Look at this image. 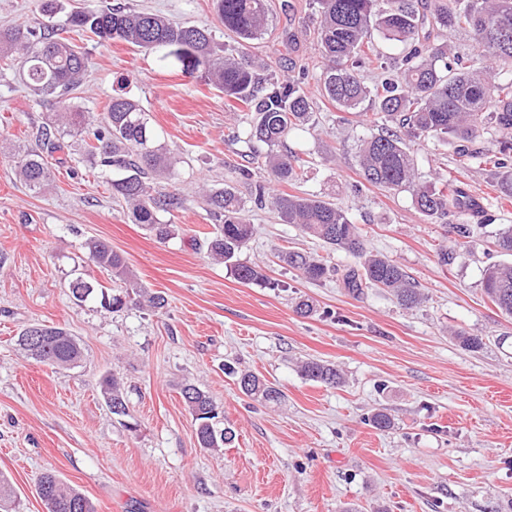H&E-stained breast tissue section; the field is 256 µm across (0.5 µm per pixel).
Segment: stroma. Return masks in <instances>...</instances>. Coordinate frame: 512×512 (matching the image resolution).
<instances>
[{"label":"stroma","mask_w":512,"mask_h":512,"mask_svg":"<svg viewBox=\"0 0 512 512\" xmlns=\"http://www.w3.org/2000/svg\"><path fill=\"white\" fill-rule=\"evenodd\" d=\"M120 2L208 27L217 46L228 42L212 0ZM269 4V31L251 58L278 78L300 79L315 106L311 126L287 141L309 162L291 192L331 196L369 251L401 265L424 299L406 310L381 290L353 295L334 278L306 281L280 251L304 250L341 269L359 261L269 209L250 210L255 233L239 255L268 282L240 283L209 255L213 221L203 196L227 185L250 195L237 174L248 150L237 139L244 108L126 44L84 40L92 66L79 104L97 115L115 95L138 100L180 158L162 186L186 204L170 217L176 237L161 242L130 221L88 163L54 167L50 187L36 194L0 155V475L16 491V512H45L37 485L49 471L95 512H512V317L482 286L488 265L512 261L494 245L495 233L512 225V199L499 191L505 171L459 168L449 141L412 144L422 180L448 175L489 201L458 256L451 224L425 221L410 193L362 185L357 145L372 128L360 113L339 121L320 95L312 0ZM287 32L295 36L289 46ZM53 109L17 68L0 69V133L10 134L13 150L35 148L33 134ZM91 238L109 242L167 307L113 313L95 297L73 301L75 278L112 284L85 247ZM443 249L453 261L441 262ZM301 299L313 301L311 316L295 313ZM34 324L68 329L81 363L54 368L28 357L17 339ZM461 329L482 337L483 348H461L452 338ZM309 358L336 364L343 385L304 379ZM228 364L276 384L285 402L252 401L225 373ZM108 374L122 385L128 416L108 407ZM187 380L217 403L220 427L234 435L224 448H199L180 394ZM376 408L393 428L368 425Z\"/></svg>","instance_id":"stroma-1"}]
</instances>
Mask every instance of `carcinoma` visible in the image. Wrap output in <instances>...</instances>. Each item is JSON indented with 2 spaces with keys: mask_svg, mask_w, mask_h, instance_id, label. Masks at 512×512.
<instances>
[{
  "mask_svg": "<svg viewBox=\"0 0 512 512\" xmlns=\"http://www.w3.org/2000/svg\"><path fill=\"white\" fill-rule=\"evenodd\" d=\"M48 23L31 28L17 24L0 29V63L20 64L23 81L34 95L51 98L54 111L37 128V148L17 156L16 173L29 190L40 192L49 185L48 159L64 165L72 160L68 138L87 136L85 155L94 167L110 172L112 197L122 200L134 224H140L157 239L174 236L173 225L162 215L184 206L183 196L160 191L154 182L171 177L177 157L160 142L140 104L116 96L102 116L74 102L91 61L69 33L88 34L99 42L121 41L156 55L160 66L178 70L224 92V97L255 113L243 134L249 145L248 160L266 167L277 183L295 184L303 179L306 161L278 151L288 136L309 123L313 106L300 82L276 79L255 68L246 50L261 37L268 21L267 0H213L224 31L233 36L235 48L220 54L212 32L188 23L173 22L151 12H137L118 5L100 4L55 19V0H41ZM315 47L323 62L319 77L322 97L344 112L363 104L371 109L372 124L380 131L362 140L358 166L363 181L371 186L408 192L415 208L430 220L452 215L480 216L475 196L452 178L436 184L416 182L415 160L409 143L427 139L456 141L459 165L504 167L512 158V37L503 42L499 31L512 32V0H436L433 5L413 0H317ZM469 34L475 52L457 51L433 41L449 31ZM402 45L400 56L391 60L375 48L374 33ZM495 125L496 145H478L480 129ZM267 146L261 154L255 145ZM217 231L209 239L212 257L233 264L239 282L267 283L263 270L240 263L237 254L252 238L255 228L246 218L245 201L231 187L205 195ZM271 204L281 220L296 224L302 233L364 259L362 268H347L341 274L344 288L360 294L366 288L393 293L406 308L418 305L422 294L404 269L382 255H369L360 228L326 196L277 193ZM86 248L94 263L111 273L122 287L107 292L99 284L78 278L70 284L78 302L101 294V305L119 312L129 306L159 310L167 300L137 282L125 258L103 240H90ZM289 267L313 282L336 272L320 257L294 250L279 253ZM486 297L512 316V265L493 264L484 271ZM37 347L27 342L30 329L18 336L30 358L57 367H74L82 359L76 337L61 327L36 325ZM454 339L464 349L476 352L483 338L463 331ZM227 371L237 377L240 391L268 404L285 399L278 387L251 372ZM301 375L327 387L343 383L336 365L308 360ZM106 402L112 414L128 415L120 383L103 381ZM180 394L194 421L199 447L214 449L232 440L233 434L217 427L218 407L209 394L191 381L181 384ZM373 428L384 431L392 418L383 408L367 416ZM37 494L46 512H93L87 498L49 473L40 481ZM14 489L0 476V512H12Z\"/></svg>",
  "mask_w": 512,
  "mask_h": 512,
  "instance_id": "carcinoma-1",
  "label": "carcinoma"
}]
</instances>
